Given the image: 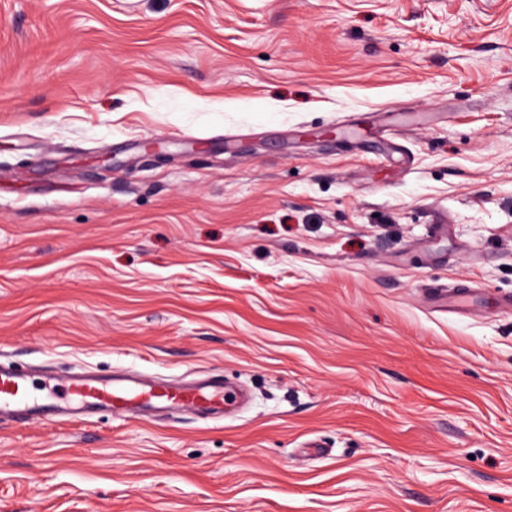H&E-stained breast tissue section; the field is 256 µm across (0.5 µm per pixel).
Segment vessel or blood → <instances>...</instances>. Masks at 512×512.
<instances>
[{"label":"vessel or blood","instance_id":"vessel-or-blood-1","mask_svg":"<svg viewBox=\"0 0 512 512\" xmlns=\"http://www.w3.org/2000/svg\"><path fill=\"white\" fill-rule=\"evenodd\" d=\"M24 369L0 365V423L88 418L109 412L126 418L152 420L178 410L222 416L233 396L221 378L196 384H160L143 374L100 376L75 373L61 380L65 399L36 393Z\"/></svg>","mask_w":512,"mask_h":512}]
</instances>
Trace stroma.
<instances>
[{"mask_svg": "<svg viewBox=\"0 0 512 512\" xmlns=\"http://www.w3.org/2000/svg\"><path fill=\"white\" fill-rule=\"evenodd\" d=\"M0 361L248 395L0 512H512V0H0Z\"/></svg>", "mask_w": 512, "mask_h": 512, "instance_id": "stroma-1", "label": "stroma"}]
</instances>
